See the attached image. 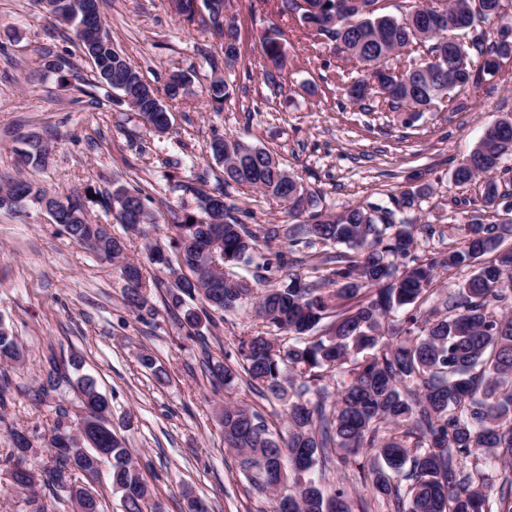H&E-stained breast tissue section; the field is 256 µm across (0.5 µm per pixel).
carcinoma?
<instances>
[{"label":"carcinoma","instance_id":"cac0c4a2","mask_svg":"<svg viewBox=\"0 0 512 512\" xmlns=\"http://www.w3.org/2000/svg\"><path fill=\"white\" fill-rule=\"evenodd\" d=\"M52 20L71 26L80 44L81 17L72 0H36ZM297 0H275L314 41L344 44V59L355 63L358 77L345 84L350 102L365 110L403 113L414 126L424 112H458L485 76L499 72L494 58L512 54V36L502 43V27L492 35L487 25L501 20L512 0H403L400 14L382 0H318L321 13L310 15ZM94 51L112 62L110 78L97 76L113 90L132 79L142 82L136 106H128L153 127L165 124L169 109H156L152 87L114 46L106 24H98ZM264 72L272 80L284 70L287 54L279 32L262 43ZM207 94L222 104L229 87L211 78ZM24 166L45 168L50 156L42 144L17 150ZM512 155V132L496 135L487 127L471 153L457 163V187L484 178L480 203L498 209L503 195L495 177L505 156ZM224 183L257 189L285 203L294 192L304 208L288 214L308 215L288 235V245L271 249L279 237L272 227L258 236L228 212H209L198 200V213L175 224L170 249L150 247V261L162 276L146 280L141 267L127 261L131 275L125 298L137 312L147 308V291L164 290L167 305L184 311L189 330L197 332L213 314L238 310L254 313L259 323L237 337L236 366L207 365L213 387L228 386L245 375L247 385L269 404L286 410L285 430L272 427L257 410L226 402L218 419L228 450L240 458L250 487L272 497L270 512H352L346 484L371 493L376 512H512V247L501 248L511 222H465L462 243L429 256L420 255L428 224L399 222L373 208L354 207L330 216L317 196L269 151L224 140ZM42 191L16 178L0 194ZM109 210L129 205L140 215L130 231L146 233L156 216L136 189L120 184L112 191L65 197L56 202L62 230L77 244L106 261L126 256L122 239L98 234L86 203ZM217 241V262L224 276L213 274L203 248ZM318 245L343 250L321 258L325 273L295 272L303 264L300 249ZM259 260L264 276L251 282L232 269ZM470 271L454 293L439 297L440 272ZM201 300V311L189 302ZM21 358L12 327L0 318V362ZM65 378L54 357L48 358L35 396L57 391ZM93 416L71 425L58 416L49 437L52 465L44 487L69 493L77 512H100L98 500L72 480L75 472L95 479L108 468L114 493L124 512H158L149 507L150 492L126 443L109 425L111 408L89 376L77 380ZM32 445L26 434H12L7 459L11 487L37 484L29 466ZM336 472V483H323ZM491 485L496 495H485Z\"/></svg>","mask_w":512,"mask_h":512}]
</instances>
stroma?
<instances>
[{"label":"stroma","mask_w":512,"mask_h":512,"mask_svg":"<svg viewBox=\"0 0 512 512\" xmlns=\"http://www.w3.org/2000/svg\"><path fill=\"white\" fill-rule=\"evenodd\" d=\"M233 3L239 56L228 65L219 41L200 23L181 20L172 0H101L114 45L151 86L165 89L176 71L193 76L190 93L169 101L172 127L159 134L117 104L111 88L95 84L72 30L34 0H0V186L20 176L58 197L108 192L116 182L141 190L160 224L147 237H132L127 257L150 278L149 245H168L172 216L197 211L195 196L174 189V180L208 191L223 188L232 215L254 232L273 224L284 233L294 224L268 196L224 185L223 167L208 152L211 140L223 137L276 155L332 213L359 205L388 208L401 192L419 190L404 218L437 229L429 248L459 244L479 188L454 186L452 171L488 124L512 113V62H503L465 99L462 111L427 113L406 128L393 113L349 102L338 74L352 70V63L331 46H310L298 24L276 13L270 0ZM274 29L287 63L271 85L263 75L261 42ZM50 56L71 65L49 71L44 62ZM216 74L230 88L219 109L206 92ZM29 138L50 146L47 168L19 164L16 151ZM126 288L119 263L75 243L48 211L32 205L19 216L0 209V317L23 350L19 361L0 365V376L9 380L0 395V488L8 483L12 432L29 436L35 467L50 465L47 441L58 408L78 414L76 376L68 374L44 402H35L34 393L48 357L62 361L75 354L108 398L110 424L164 512H188L191 495L210 512H259L266 499L250 488L237 456L225 448L217 415L225 401L236 400L280 426L283 408L240 381L214 388L201 365L206 354L223 360L252 320L230 313L192 335L182 311L169 308L161 292L151 291V312L140 316L128 307ZM143 354L154 357L164 379L141 366ZM0 512H75V506L66 492L38 486L0 491Z\"/></svg>","instance_id":"obj_1"}]
</instances>
